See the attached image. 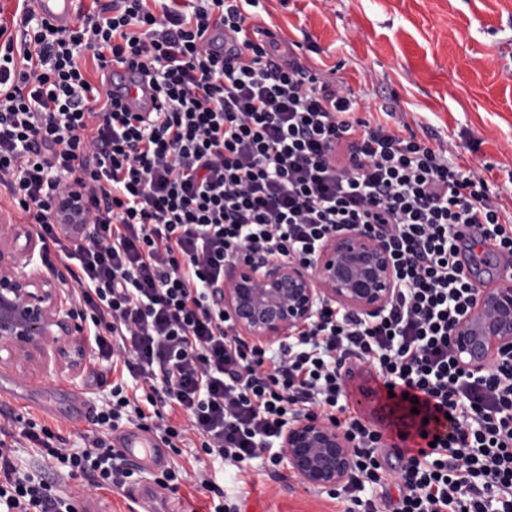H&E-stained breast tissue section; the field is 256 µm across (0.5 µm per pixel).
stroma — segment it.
Wrapping results in <instances>:
<instances>
[{"label":"stroma","instance_id":"stroma-1","mask_svg":"<svg viewBox=\"0 0 512 512\" xmlns=\"http://www.w3.org/2000/svg\"><path fill=\"white\" fill-rule=\"evenodd\" d=\"M257 22L298 43L306 63L335 68V80L360 100L359 117L394 114L417 138L451 143L460 165L487 182L491 198L512 214V0H262ZM98 357L77 376L65 371L27 379L45 392L67 388L94 410L111 403L109 385H98ZM49 417L30 408L0 405V423L26 418L83 447L94 426L71 421L67 399ZM185 434L169 466L178 474L146 469L113 490L101 491L97 512H128L127 496L158 490L156 512H210L212 498L198 486L199 473L216 474L224 501L236 512H346L344 493L305 487L288 464L265 458L217 468L183 416Z\"/></svg>","mask_w":512,"mask_h":512}]
</instances>
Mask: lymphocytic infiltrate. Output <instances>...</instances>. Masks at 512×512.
Here are the masks:
<instances>
[{
    "label": "lymphocytic infiltrate",
    "instance_id": "obj_1",
    "mask_svg": "<svg viewBox=\"0 0 512 512\" xmlns=\"http://www.w3.org/2000/svg\"><path fill=\"white\" fill-rule=\"evenodd\" d=\"M258 5L105 0L65 29L17 8L0 24V186L72 261L100 359L148 386L135 417L154 416L166 443L180 432L164 414L180 410L214 460L276 466L274 441L316 412L357 447L344 492L360 512H512V355L474 373L450 348L481 254L512 257V220L448 142L356 118L350 89L251 25ZM115 62L149 77L156 111L92 83ZM64 224L93 230L71 240ZM349 229L388 247L384 315L331 309L272 357L235 332L213 299L225 265L257 252L307 264ZM364 365L405 418L399 438L423 445L387 446L384 427L348 414L345 381ZM11 435L0 426V512H72L71 479L100 490L129 475L102 438L59 448L32 423L21 435L50 468L20 473Z\"/></svg>",
    "mask_w": 512,
    "mask_h": 512
}]
</instances>
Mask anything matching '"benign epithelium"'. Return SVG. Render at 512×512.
I'll use <instances>...</instances> for the list:
<instances>
[{
  "mask_svg": "<svg viewBox=\"0 0 512 512\" xmlns=\"http://www.w3.org/2000/svg\"><path fill=\"white\" fill-rule=\"evenodd\" d=\"M42 256L34 225L0 222V367L28 378L52 361L76 375L90 352L83 318L64 274L44 271ZM396 288L386 245L351 229L329 237L309 265L260 254L231 262L216 292L237 332L272 343L299 335L323 305L381 315ZM451 345L460 365L475 372L512 351V280L481 290ZM282 448L301 482L316 489L342 486L355 463L344 431L314 414L288 426Z\"/></svg>",
  "mask_w": 512,
  "mask_h": 512,
  "instance_id": "7a95c632",
  "label": "benign epithelium"
}]
</instances>
